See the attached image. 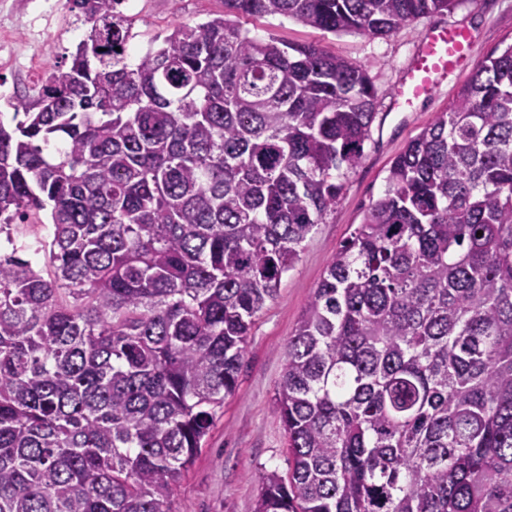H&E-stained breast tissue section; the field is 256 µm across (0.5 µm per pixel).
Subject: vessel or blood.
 <instances>
[{"label": "vessel or blood", "instance_id": "1", "mask_svg": "<svg viewBox=\"0 0 512 512\" xmlns=\"http://www.w3.org/2000/svg\"><path fill=\"white\" fill-rule=\"evenodd\" d=\"M476 40L475 31L465 25L438 24L423 31L394 92V111H413L431 98L468 61Z\"/></svg>", "mask_w": 512, "mask_h": 512}]
</instances>
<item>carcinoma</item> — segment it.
<instances>
[{"mask_svg": "<svg viewBox=\"0 0 512 512\" xmlns=\"http://www.w3.org/2000/svg\"><path fill=\"white\" fill-rule=\"evenodd\" d=\"M456 2L224 0L131 64L123 0H67L85 39L0 121V512H171L362 159L364 66L236 18L390 37ZM285 355L256 512H512V44L392 160Z\"/></svg>", "mask_w": 512, "mask_h": 512, "instance_id": "1", "label": "carcinoma"}]
</instances>
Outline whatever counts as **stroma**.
Here are the masks:
<instances>
[{"label": "stroma", "instance_id": "1", "mask_svg": "<svg viewBox=\"0 0 512 512\" xmlns=\"http://www.w3.org/2000/svg\"><path fill=\"white\" fill-rule=\"evenodd\" d=\"M224 9L222 0H133L136 38L130 61H137L173 23H194ZM462 22L478 40L468 64L415 111H392L393 92L420 34L438 23ZM252 36L314 43L365 66L375 89L371 137L360 164L350 171L335 207L308 237L294 268L283 278L252 326L239 384L227 396L216 423L174 491L172 512H255L263 471L287 473V436L276 400L285 369V348L337 246L360 224L386 188L389 165L444 111L473 70L495 48L512 44V0H458L453 11L416 19L397 34L373 38L358 32L327 33L291 19L243 20ZM11 35L9 56L0 55V121L12 124L9 100L35 99L40 81L28 71L39 59L44 73L69 66L86 26L76 23L66 0H0V32Z\"/></svg>", "mask_w": 512, "mask_h": 512}]
</instances>
